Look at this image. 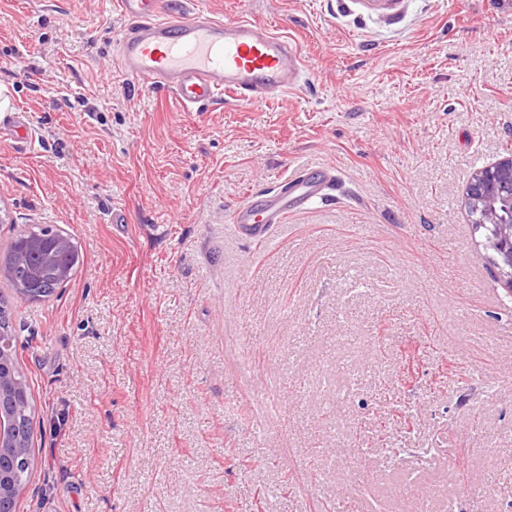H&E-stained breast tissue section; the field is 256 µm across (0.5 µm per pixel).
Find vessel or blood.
Wrapping results in <instances>:
<instances>
[{
    "mask_svg": "<svg viewBox=\"0 0 512 512\" xmlns=\"http://www.w3.org/2000/svg\"><path fill=\"white\" fill-rule=\"evenodd\" d=\"M160 2L117 0L126 25L117 39L116 64L132 83L168 92L186 111L227 94L251 101L299 87L302 62L287 37L246 18L214 17L201 7L167 16ZM332 181L322 168L293 171L261 199L238 206L230 226L242 239L269 243L289 214L327 200Z\"/></svg>",
    "mask_w": 512,
    "mask_h": 512,
    "instance_id": "1",
    "label": "vessel or blood"
}]
</instances>
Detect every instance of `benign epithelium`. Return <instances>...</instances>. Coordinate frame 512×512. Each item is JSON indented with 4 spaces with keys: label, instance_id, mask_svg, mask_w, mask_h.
<instances>
[{
    "label": "benign epithelium",
    "instance_id": "benign-epithelium-1",
    "mask_svg": "<svg viewBox=\"0 0 512 512\" xmlns=\"http://www.w3.org/2000/svg\"><path fill=\"white\" fill-rule=\"evenodd\" d=\"M466 205L476 224H494L498 232L485 240L486 249L502 255L512 285V153L475 170L466 191ZM25 248L15 251L13 261L21 265L28 251L43 255V267L52 268L60 278L70 269L58 262L59 255L74 248L70 238L58 231L46 236L24 238ZM15 345L11 334L0 330V512L17 501L24 489L20 468L33 466L24 438L21 414L32 403L23 378L16 377Z\"/></svg>",
    "mask_w": 512,
    "mask_h": 512
}]
</instances>
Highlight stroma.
Instances as JSON below:
<instances>
[{"label": "stroma", "instance_id": "35a3bbf8", "mask_svg": "<svg viewBox=\"0 0 512 512\" xmlns=\"http://www.w3.org/2000/svg\"><path fill=\"white\" fill-rule=\"evenodd\" d=\"M296 42L293 93L186 112L115 65L116 0H0V254L35 464L17 512H512V295L472 173L512 152V0H208ZM268 245L233 209L299 167ZM121 223H113V216ZM315 169L316 174L309 173ZM332 175L321 167L295 170L259 200L238 206L230 218L234 233L242 239L269 243L277 227L289 214L308 210L327 200ZM42 228L39 225H32L29 231L22 236H29L23 239L25 248L23 251H15L13 261L17 266L25 260V253L28 251L40 252L43 255V268H52L60 278L69 279L70 269L58 262L59 255L74 248V244L67 235L62 232L49 229L46 236H35ZM43 268H36L31 271V276L37 278Z\"/></svg>", "mask_w": 512, "mask_h": 512}]
</instances>
